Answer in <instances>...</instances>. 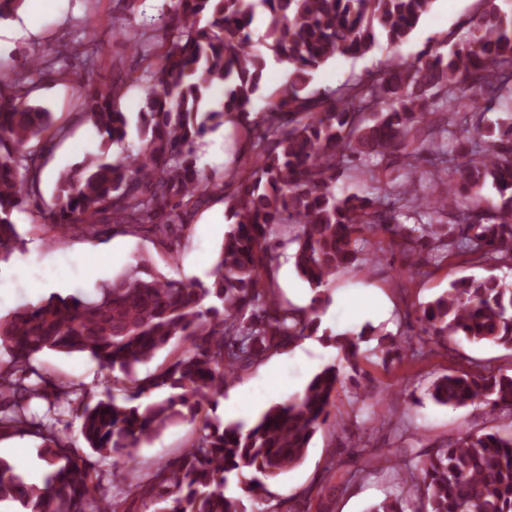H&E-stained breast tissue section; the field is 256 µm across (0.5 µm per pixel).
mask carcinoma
<instances>
[{"label":"carcinoma","instance_id":"carcinoma-1","mask_svg":"<svg viewBox=\"0 0 512 512\" xmlns=\"http://www.w3.org/2000/svg\"><path fill=\"white\" fill-rule=\"evenodd\" d=\"M434 0H166L158 32L124 26L145 63L106 90L77 86L79 118L100 137V153L57 178L52 204L42 207L41 172L47 139L64 136L52 113L29 98L25 85L56 70L81 42L63 43L48 58L32 57L14 74L0 73V263L23 249L16 214L32 207L42 225L101 236L110 224L148 232L155 247L177 258L184 234L214 199L224 201L230 230L206 282L191 285L135 258L91 294L52 293L0 315V440L33 437L54 467L43 485H27L0 457V501L28 512H133L127 499L98 500L100 483L59 428L71 382L35 365L45 352L81 353L109 372L112 386L76 408L80 432L112 469L123 470L133 498L155 512H327L323 480L281 499L266 485L301 466L314 436L334 424L345 369L359 384L361 344L377 341L387 357L397 341L366 326L357 334L319 333L321 288L336 273L379 253L371 234H389L415 263L438 265L451 254L512 261V15L496 0L449 51L427 46L413 60L387 59L366 78L332 95L307 91L312 73L337 56L362 58L385 41L410 37ZM288 66V84L258 109L269 62ZM146 85L136 151L126 147L129 118L118 104L126 84ZM224 85L218 107L202 109L205 93ZM507 117L472 125L473 111L494 108ZM245 130L247 154L225 174L197 166L196 142L225 122ZM457 138L448 150V138ZM121 152L108 157L110 147ZM406 168L392 171L399 159ZM448 190L427 204L414 187L415 162ZM361 190L336 194L340 180ZM499 200L474 201L486 185ZM290 224V242L274 227ZM291 254L299 277L315 291L299 308L276 293L272 264ZM421 331L448 348L459 338L512 350V288L494 277L464 278L416 316ZM336 349V361L316 372L302 392L271 404L251 427L206 417L202 433L179 455L142 477L129 469L132 452L169 425L216 410L224 384L272 354L315 335ZM186 345L166 365L137 376L172 341ZM153 392L162 398L142 406ZM453 409L477 405L489 419L436 444L395 471L404 493L369 512H512V373L454 370L428 390Z\"/></svg>","mask_w":512,"mask_h":512}]
</instances>
